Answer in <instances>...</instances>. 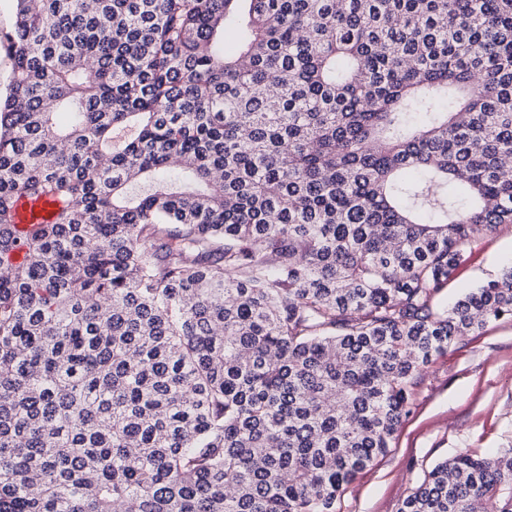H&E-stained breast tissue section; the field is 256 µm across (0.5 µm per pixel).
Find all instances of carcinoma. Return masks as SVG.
I'll list each match as a JSON object with an SVG mask.
<instances>
[{
  "label": "carcinoma",
  "instance_id": "obj_1",
  "mask_svg": "<svg viewBox=\"0 0 512 512\" xmlns=\"http://www.w3.org/2000/svg\"><path fill=\"white\" fill-rule=\"evenodd\" d=\"M15 2L0 512H336L431 358L512 318V267L434 308L512 224V0ZM399 512H512V448ZM53 211V206L49 203H34L27 199H22L17 206L16 228L24 229L38 221H45Z\"/></svg>",
  "mask_w": 512,
  "mask_h": 512
}]
</instances>
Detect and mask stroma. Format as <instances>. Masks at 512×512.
I'll list each match as a JSON object with an SVG mask.
<instances>
[{"instance_id": "35a3bbf8", "label": "stroma", "mask_w": 512, "mask_h": 512, "mask_svg": "<svg viewBox=\"0 0 512 512\" xmlns=\"http://www.w3.org/2000/svg\"><path fill=\"white\" fill-rule=\"evenodd\" d=\"M512 266V225L463 252L437 304L498 278ZM512 448V319L455 340L417 379L409 412L388 452L359 473L336 512H398L439 461L470 449L492 457Z\"/></svg>"}]
</instances>
